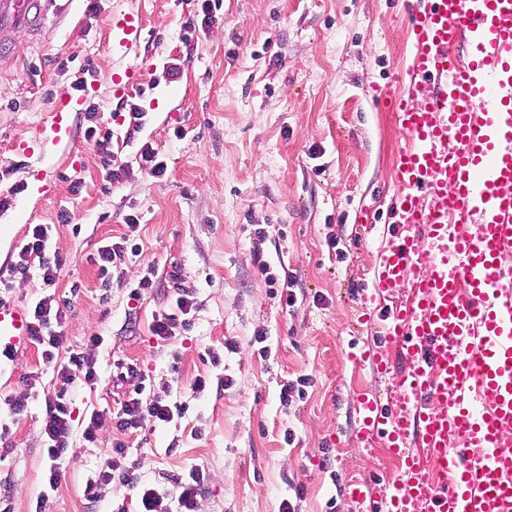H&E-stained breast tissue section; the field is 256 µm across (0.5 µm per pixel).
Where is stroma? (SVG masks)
<instances>
[{
	"instance_id": "stroma-1",
	"label": "stroma",
	"mask_w": 512,
	"mask_h": 512,
	"mask_svg": "<svg viewBox=\"0 0 512 512\" xmlns=\"http://www.w3.org/2000/svg\"><path fill=\"white\" fill-rule=\"evenodd\" d=\"M201 0H61L41 37L16 32L17 58L0 67V298L29 308L46 295L38 273L10 274L29 226L50 227V248L65 261L54 291L65 299L64 350L96 361L98 385H63L34 345L0 361V421L10 450L0 459V512H32L52 465L42 433L45 399L64 388L72 403L73 446L60 466L46 512H137L135 492L87 483L112 455L117 436L104 422L96 442L82 439L92 411L117 408L112 380L134 363L153 384L171 382L183 416L145 421L126 436V460L141 483L168 497L190 468L207 474L197 512H357L349 479L395 480L399 462L384 443L363 454L355 395L395 397L404 363L396 347L362 323L361 294L372 288L382 243L396 233L395 166L403 136L397 115L375 94L408 59L402 0H222L203 23ZM139 16L144 34L113 51L121 14ZM180 64L177 81L166 71ZM140 69L117 92L113 74ZM74 91L69 133L38 144V127L57 94ZM143 112L140 126L129 123ZM97 113L126 169L109 183L85 131ZM167 166L140 168L142 146ZM81 180L80 194L70 192ZM68 221H60V212ZM136 215L129 231L125 218ZM264 237H257V229ZM129 236L142 254L101 288L86 261L104 242ZM170 259L192 288L195 307L176 339L156 340L155 312L165 282L131 294L146 263ZM268 274H261L260 265ZM297 294L281 297V279ZM78 292H71L72 284ZM103 336L102 345L88 341ZM264 343H256V336ZM373 345L379 371L350 352ZM222 353L213 366L207 352ZM39 377L20 420L9 396L25 375ZM306 376L304 395L280 400L283 384ZM229 379L217 390L216 378ZM208 386L196 392L193 383ZM302 495H295V487Z\"/></svg>"
}]
</instances>
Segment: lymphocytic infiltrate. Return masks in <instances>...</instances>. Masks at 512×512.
Returning a JSON list of instances; mask_svg holds the SVG:
<instances>
[{"mask_svg": "<svg viewBox=\"0 0 512 512\" xmlns=\"http://www.w3.org/2000/svg\"><path fill=\"white\" fill-rule=\"evenodd\" d=\"M48 241V226L36 225L30 236L20 244L17 260L10 266L11 273L24 277L29 276L31 268H38L44 286L49 289L48 295L39 298L29 310L32 324L30 341L41 348L44 363L55 365L57 375L64 383L63 388L46 402L43 433L47 440L46 452L54 466L50 468L45 481L47 492L38 497L34 512H45L49 492L58 487L59 472L56 464L66 457L71 447L73 419L66 387L77 381L89 386L96 385L99 381L96 362L91 356L73 352L67 361L59 359V350L64 340L65 314L55 296L51 295L50 289L56 283L63 260L58 254L50 252ZM167 276L173 288L172 301L167 308L154 314L151 324L153 336L163 341L174 338L183 316L188 315L194 306L193 295L183 285L180 273L172 270ZM134 379L139 382L138 388L108 418L120 434L119 439L112 443V457L100 470L97 481L89 484L86 491L93 497L103 485L129 488L136 491L142 512H195L197 498L206 482V476L201 469H190L184 477L178 479L179 493L175 504L170 505L165 503L163 496L155 488L140 485L135 466L125 462L123 434L142 428L145 418L168 422L174 415L184 411L183 406L171 402L169 384L165 383L150 392H143L141 383L145 381L146 375L137 365H126L124 372L117 374L116 383L121 386Z\"/></svg>", "mask_w": 512, "mask_h": 512, "instance_id": "1", "label": "lymphocytic infiltrate"}]
</instances>
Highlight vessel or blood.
Instances as JSON below:
<instances>
[{"instance_id": "1", "label": "vessel or blood", "mask_w": 512, "mask_h": 512, "mask_svg": "<svg viewBox=\"0 0 512 512\" xmlns=\"http://www.w3.org/2000/svg\"><path fill=\"white\" fill-rule=\"evenodd\" d=\"M58 0H0V58L11 35L43 34ZM414 53L379 92L407 142L395 182L397 219L371 293L384 341L406 373L390 415L358 400V443L375 438L402 460L386 493L356 482L361 512H512V0H404ZM466 46L457 55V43ZM60 93L44 128L67 131ZM408 283L407 303L385 304ZM22 308L0 300V345L27 341Z\"/></svg>"}]
</instances>
